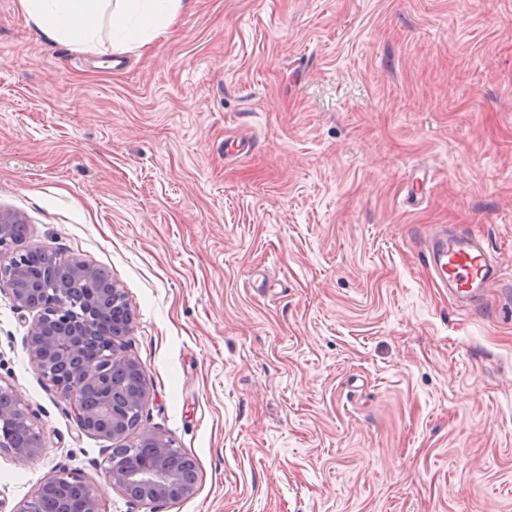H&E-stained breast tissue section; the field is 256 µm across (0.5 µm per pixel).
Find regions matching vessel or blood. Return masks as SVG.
I'll list each match as a JSON object with an SVG mask.
<instances>
[{
	"label": "vessel or blood",
	"instance_id": "b4317fda",
	"mask_svg": "<svg viewBox=\"0 0 512 512\" xmlns=\"http://www.w3.org/2000/svg\"><path fill=\"white\" fill-rule=\"evenodd\" d=\"M429 250L438 279L450 288L460 307L478 304L496 274L482 238L476 235L451 238L437 230L430 237Z\"/></svg>",
	"mask_w": 512,
	"mask_h": 512
}]
</instances>
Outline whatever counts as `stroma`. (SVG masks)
<instances>
[{
	"label": "stroma",
	"mask_w": 512,
	"mask_h": 512,
	"mask_svg": "<svg viewBox=\"0 0 512 512\" xmlns=\"http://www.w3.org/2000/svg\"><path fill=\"white\" fill-rule=\"evenodd\" d=\"M250 151L226 153L238 136ZM0 211L123 289L142 424L192 456L158 512H512V0H191L151 51L50 41L0 0ZM483 236L473 313L438 226ZM0 293V385L104 512L107 441ZM432 267L460 307L478 304L495 279V265L480 236L448 238L435 230L429 240Z\"/></svg>",
	"instance_id": "obj_1"
}]
</instances>
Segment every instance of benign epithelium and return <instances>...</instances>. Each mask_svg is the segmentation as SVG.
<instances>
[{"label": "benign epithelium", "instance_id": "benign-epithelium-1", "mask_svg": "<svg viewBox=\"0 0 512 512\" xmlns=\"http://www.w3.org/2000/svg\"><path fill=\"white\" fill-rule=\"evenodd\" d=\"M23 220L0 212V251L17 243ZM27 250L0 265V287L13 305L33 313L27 348L36 369L74 402L82 431L111 442L105 449L104 476L130 503L157 506L194 494L195 461L156 432L141 428L150 388L142 365L117 349L133 331L124 292L103 269L76 258L53 255L41 270L25 265ZM27 432L16 444L0 432V449L22 457L38 454L40 433L28 423L20 400L0 386V424ZM137 435V440L127 442ZM80 493V512H100L92 484L66 470L51 472L18 512H46V497L60 488Z\"/></svg>", "mask_w": 512, "mask_h": 512}]
</instances>
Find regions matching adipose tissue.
<instances>
[{"label":"adipose tissue","instance_id":"obj_1","mask_svg":"<svg viewBox=\"0 0 512 512\" xmlns=\"http://www.w3.org/2000/svg\"><path fill=\"white\" fill-rule=\"evenodd\" d=\"M190 0H19L27 19L45 37L96 50L110 33L118 50L148 49L167 37Z\"/></svg>","mask_w":512,"mask_h":512}]
</instances>
